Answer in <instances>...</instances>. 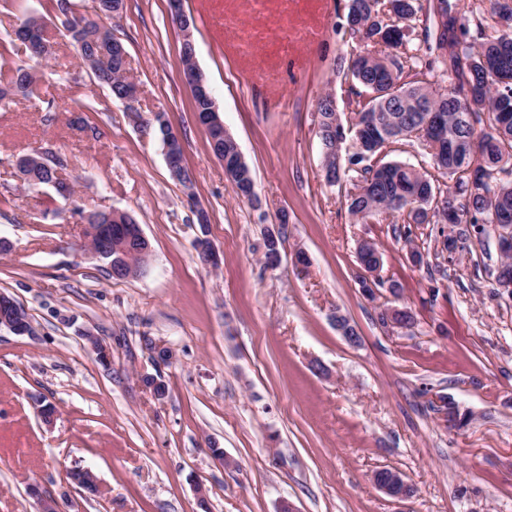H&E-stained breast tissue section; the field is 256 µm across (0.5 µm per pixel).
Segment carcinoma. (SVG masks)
I'll return each mask as SVG.
<instances>
[{
	"label": "carcinoma",
	"instance_id": "carcinoma-1",
	"mask_svg": "<svg viewBox=\"0 0 512 512\" xmlns=\"http://www.w3.org/2000/svg\"><path fill=\"white\" fill-rule=\"evenodd\" d=\"M421 15L438 22L433 29L424 27L422 42L411 46L405 32ZM472 27L481 39L476 46L463 40ZM345 29L366 47L384 43L402 49L383 58L364 50L351 61L349 75L364 92L351 103L348 125L333 119L331 95L318 100V134L331 184L346 176L340 152L345 132L351 135L348 164L357 176L344 197L352 218L397 216L405 224L450 221L472 229L497 224L499 237L512 236V0H470L467 8L459 0H349ZM44 30L41 18L28 14L14 40L41 38ZM112 38L106 27L76 50L115 95L133 84L117 62ZM445 75L455 84L440 88L438 78ZM36 82L29 67L1 65L0 104L17 95L36 96ZM401 141L421 144L430 166L452 183L442 188L426 170L379 162L382 152ZM61 167L29 162L27 185H49L59 179Z\"/></svg>",
	"mask_w": 512,
	"mask_h": 512
}]
</instances>
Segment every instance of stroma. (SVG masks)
Returning a JSON list of instances; mask_svg holds the SVG:
<instances>
[{
  "label": "stroma",
  "instance_id": "obj_1",
  "mask_svg": "<svg viewBox=\"0 0 512 512\" xmlns=\"http://www.w3.org/2000/svg\"><path fill=\"white\" fill-rule=\"evenodd\" d=\"M347 4L183 0L197 66L253 172L252 203L196 119L168 0H124L111 22L139 87L132 114L83 68L55 0H0V63L31 64L11 38L25 14L43 17L51 45L38 99L0 105V293L32 326L0 327V512H40L44 498L59 512H512V296L494 286L495 238H464L447 257L441 225L405 240L393 218L356 222L324 177L317 101L333 92L346 119L356 92ZM157 112L182 141L192 192L168 171ZM42 149L87 205L140 224L152 246L141 274L113 279L55 190L21 183L15 157ZM280 225L269 270L264 236ZM200 238L218 267L201 263ZM363 240L382 253L372 300L357 279ZM387 306L411 310L413 325L383 326ZM447 398L465 426L449 427ZM76 466L98 493L70 482ZM384 468L411 498L375 486Z\"/></svg>",
  "mask_w": 512,
  "mask_h": 512
}]
</instances>
